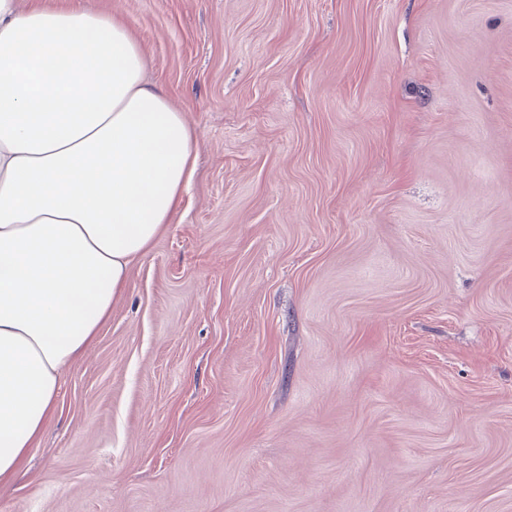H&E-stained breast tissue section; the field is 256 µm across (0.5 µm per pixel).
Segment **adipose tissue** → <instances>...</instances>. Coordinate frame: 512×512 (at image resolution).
Masks as SVG:
<instances>
[{
	"label": "adipose tissue",
	"mask_w": 512,
	"mask_h": 512,
	"mask_svg": "<svg viewBox=\"0 0 512 512\" xmlns=\"http://www.w3.org/2000/svg\"><path fill=\"white\" fill-rule=\"evenodd\" d=\"M121 18L0 0V486L179 207L196 141Z\"/></svg>",
	"instance_id": "adipose-tissue-1"
}]
</instances>
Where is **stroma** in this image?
I'll return each mask as SVG.
<instances>
[{
	"label": "stroma",
	"mask_w": 512,
	"mask_h": 512,
	"mask_svg": "<svg viewBox=\"0 0 512 512\" xmlns=\"http://www.w3.org/2000/svg\"><path fill=\"white\" fill-rule=\"evenodd\" d=\"M181 210L0 512H512V0H91Z\"/></svg>",
	"instance_id": "stroma-1"
}]
</instances>
